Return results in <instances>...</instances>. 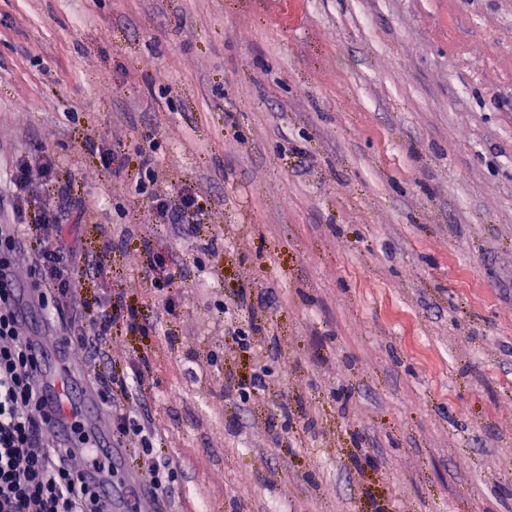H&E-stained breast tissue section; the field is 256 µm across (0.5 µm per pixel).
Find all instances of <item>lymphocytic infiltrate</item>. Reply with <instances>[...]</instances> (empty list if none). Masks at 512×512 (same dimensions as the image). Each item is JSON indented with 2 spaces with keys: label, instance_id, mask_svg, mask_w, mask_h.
I'll return each instance as SVG.
<instances>
[{
  "label": "lymphocytic infiltrate",
  "instance_id": "f902f5d3",
  "mask_svg": "<svg viewBox=\"0 0 512 512\" xmlns=\"http://www.w3.org/2000/svg\"><path fill=\"white\" fill-rule=\"evenodd\" d=\"M57 210V202L49 199L42 205L40 223L0 226V512H104L101 480L112 471L93 449H86L80 458L53 440L39 371L30 357L32 341L20 332V301L11 267V252L20 236L35 243L32 273L43 286L39 302L76 301L73 256L63 248L62 237L44 233L45 228L59 227ZM119 318L127 330L148 334L135 310H123L121 299L116 298L110 308L86 315V326L74 342L86 353L102 403L112 409L114 441L138 444L153 488L167 496L178 481L177 470L159 460L151 427L116 405L113 379L104 372L103 342Z\"/></svg>",
  "mask_w": 512,
  "mask_h": 512
}]
</instances>
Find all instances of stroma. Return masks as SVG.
I'll list each match as a JSON object with an SVG mask.
<instances>
[{
	"mask_svg": "<svg viewBox=\"0 0 512 512\" xmlns=\"http://www.w3.org/2000/svg\"><path fill=\"white\" fill-rule=\"evenodd\" d=\"M60 186L79 304L156 328L106 342L180 472L146 512H512V0H0V225ZM156 209L165 224H202L208 219L205 210L196 203L190 194L181 196L179 203L168 202L161 195H156Z\"/></svg>",
	"mask_w": 512,
	"mask_h": 512,
	"instance_id": "1",
	"label": "stroma"
}]
</instances>
